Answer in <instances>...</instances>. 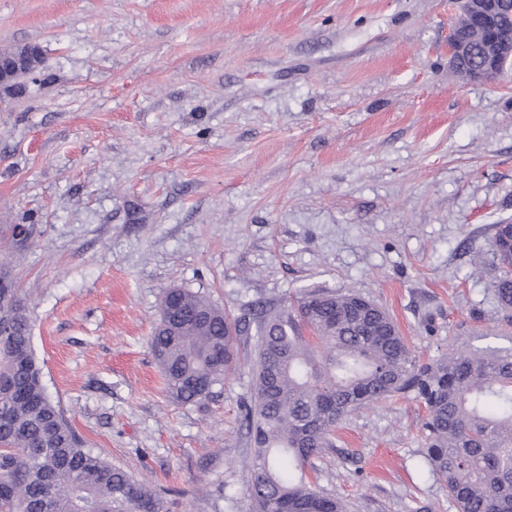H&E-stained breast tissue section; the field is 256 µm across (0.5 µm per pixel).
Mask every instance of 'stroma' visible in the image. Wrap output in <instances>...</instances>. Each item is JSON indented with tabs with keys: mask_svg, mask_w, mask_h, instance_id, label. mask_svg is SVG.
I'll use <instances>...</instances> for the list:
<instances>
[{
	"mask_svg": "<svg viewBox=\"0 0 512 512\" xmlns=\"http://www.w3.org/2000/svg\"><path fill=\"white\" fill-rule=\"evenodd\" d=\"M456 0H0V52L43 61L0 92V252L43 382L86 447L171 512H249L241 405L173 402L150 347L180 286L235 318L358 289L421 362L512 345L473 256L512 224V67L448 64ZM426 410L355 412L306 475L350 512H457L422 460Z\"/></svg>",
	"mask_w": 512,
	"mask_h": 512,
	"instance_id": "35a3bbf8",
	"label": "stroma"
}]
</instances>
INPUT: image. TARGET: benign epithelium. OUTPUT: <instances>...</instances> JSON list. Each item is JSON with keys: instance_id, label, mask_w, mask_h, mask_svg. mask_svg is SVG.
I'll return each mask as SVG.
<instances>
[{"instance_id": "benign-epithelium-1", "label": "benign epithelium", "mask_w": 512, "mask_h": 512, "mask_svg": "<svg viewBox=\"0 0 512 512\" xmlns=\"http://www.w3.org/2000/svg\"><path fill=\"white\" fill-rule=\"evenodd\" d=\"M460 23L468 24L475 38L482 45L480 66L469 69L461 65V59L469 52L466 43L449 39L450 63L465 81H488L496 78L507 66H512V29L500 25V16L508 0H460ZM40 49L25 45L10 54H0V89L13 85L14 81L33 70L32 60Z\"/></svg>"}]
</instances>
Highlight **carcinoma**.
<instances>
[{
  "label": "carcinoma",
  "instance_id": "carcinoma-1",
  "mask_svg": "<svg viewBox=\"0 0 512 512\" xmlns=\"http://www.w3.org/2000/svg\"><path fill=\"white\" fill-rule=\"evenodd\" d=\"M499 308L512 311V224L491 241ZM150 338L167 390L201 403L224 386L242 336L255 360L244 420L256 451L251 512H347L303 471L355 411L411 392L427 411L429 470L459 512H512V349L417 359L392 317L355 290L257 305L242 324L205 297L167 289ZM0 512H168L163 497L83 446L48 396L17 288H0Z\"/></svg>",
  "mask_w": 512,
  "mask_h": 512
}]
</instances>
